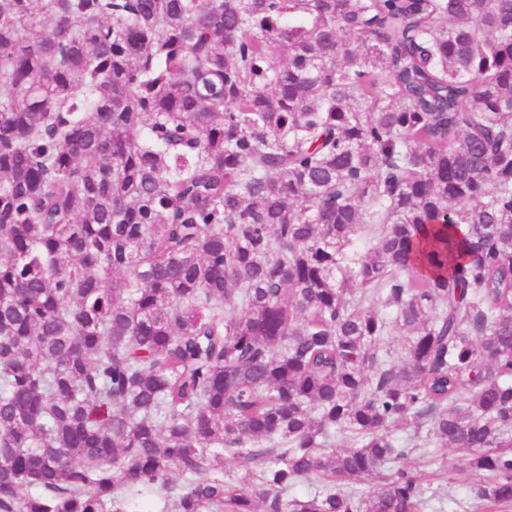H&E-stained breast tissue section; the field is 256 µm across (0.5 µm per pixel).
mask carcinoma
Instances as JSON below:
<instances>
[{
	"label": "carcinoma",
	"mask_w": 512,
	"mask_h": 512,
	"mask_svg": "<svg viewBox=\"0 0 512 512\" xmlns=\"http://www.w3.org/2000/svg\"><path fill=\"white\" fill-rule=\"evenodd\" d=\"M419 447L512 512V0H0V512H421ZM431 454L421 456L420 453L414 452L408 459V465L416 467L423 472H432L436 469L433 461L436 458L443 460L444 468L451 474L461 463L465 454L463 450L456 448H431Z\"/></svg>",
	"instance_id": "carcinoma-1"
}]
</instances>
